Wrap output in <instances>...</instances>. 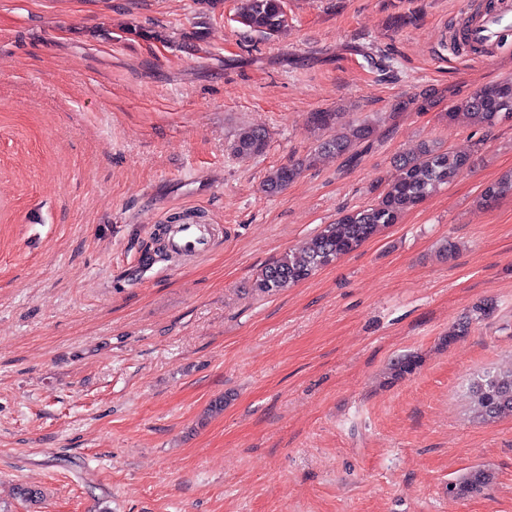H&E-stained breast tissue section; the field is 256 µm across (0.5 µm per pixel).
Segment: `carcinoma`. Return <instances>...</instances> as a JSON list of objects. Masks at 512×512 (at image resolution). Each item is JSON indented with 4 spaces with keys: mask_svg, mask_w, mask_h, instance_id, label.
Masks as SVG:
<instances>
[{
    "mask_svg": "<svg viewBox=\"0 0 512 512\" xmlns=\"http://www.w3.org/2000/svg\"><path fill=\"white\" fill-rule=\"evenodd\" d=\"M240 22L266 37L281 32L287 23L285 0H240ZM437 103L434 89L396 100L391 105L394 115L403 112H426ZM448 119L470 126L492 128L512 120V81L483 85L451 107ZM376 127L367 121L338 131L321 144V149L353 163L377 140ZM267 133L262 129L242 130L232 146L237 155H259L267 146ZM468 164V157L448 150L424 146L412 156L399 158L397 174L370 204L342 214L335 223L326 224L300 252H287L266 265L256 279V291L271 296L283 288L298 284L316 271L330 265L389 224L410 208L431 196L454 178ZM304 164L280 167L271 172L263 183L266 194L282 192L299 177ZM512 195V173L487 184L480 201L489 205L506 195ZM419 366L418 357L406 355L394 363L393 378L412 374ZM476 410L485 421L494 422L512 416V370L488 371L471 385ZM491 476L484 470H474L459 482L448 485V494L463 498L480 491Z\"/></svg>",
    "mask_w": 512,
    "mask_h": 512,
    "instance_id": "cac0c4a2",
    "label": "carcinoma"
}]
</instances>
